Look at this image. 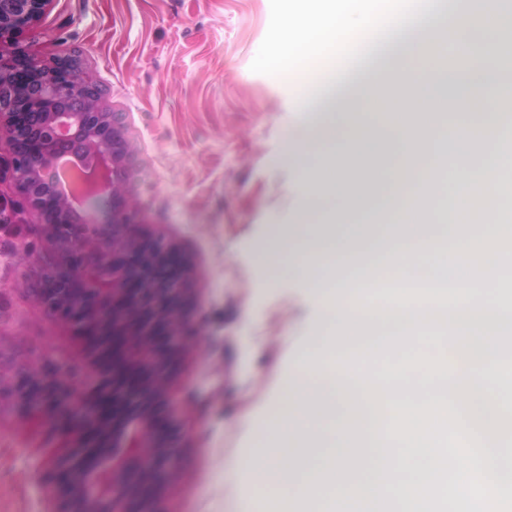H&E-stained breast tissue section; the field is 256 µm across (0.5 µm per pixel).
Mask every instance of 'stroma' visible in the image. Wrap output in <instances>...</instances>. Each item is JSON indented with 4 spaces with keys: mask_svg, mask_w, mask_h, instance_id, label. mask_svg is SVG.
I'll return each instance as SVG.
<instances>
[{
    "mask_svg": "<svg viewBox=\"0 0 512 512\" xmlns=\"http://www.w3.org/2000/svg\"><path fill=\"white\" fill-rule=\"evenodd\" d=\"M269 21L270 0H52L22 41L45 62L76 56L123 113L140 230L189 263L200 336L171 384L183 440L154 490L161 512H246L242 461L281 374L317 333L304 256L286 275L266 270L272 228L301 211L295 136L318 120L287 78L250 69ZM0 192V373L81 367V342L27 294L49 253L38 217L10 183ZM65 444L0 406V512H47L41 468Z\"/></svg>",
    "mask_w": 512,
    "mask_h": 512,
    "instance_id": "stroma-1",
    "label": "stroma"
}]
</instances>
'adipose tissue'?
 <instances>
[{
	"instance_id": "adipose-tissue-1",
	"label": "adipose tissue",
	"mask_w": 512,
	"mask_h": 512,
	"mask_svg": "<svg viewBox=\"0 0 512 512\" xmlns=\"http://www.w3.org/2000/svg\"><path fill=\"white\" fill-rule=\"evenodd\" d=\"M512 16V0H441L427 18L426 38L397 43L390 58L363 75L353 93L318 107L320 119L304 132L292 156L304 222L334 206L342 224L358 234L296 237L276 226L267 258L276 275L291 271L290 255L308 256L306 276L320 314L315 345L296 354L282 377L286 401L272 410L270 433H258L256 456L244 466L253 482L255 512H403L407 467L379 462L368 482L369 448L377 437L372 387L387 398L413 394L408 422L390 444L408 458L429 433L439 385L488 363L503 329L488 319L506 307L501 286L512 281V58L490 50L485 38L500 36L499 21ZM435 90L447 110L428 121L415 113L370 110L382 87ZM366 132L384 154L381 172L367 169L356 150ZM336 162V180L310 191L311 171ZM460 189L454 211L467 209L466 191L485 195L482 218L473 224L430 221L429 202L448 181ZM460 257L469 276L446 296L438 283L452 276L448 260ZM403 275L433 286L432 300L396 302L359 314L361 282L371 273ZM451 331L454 348L429 342L426 326ZM391 351L392 368L376 382L348 384L340 370L354 354ZM431 357L430 368L414 362ZM288 458L289 468L278 461Z\"/></svg>"
}]
</instances>
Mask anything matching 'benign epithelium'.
I'll return each instance as SVG.
<instances>
[{
  "label": "benign epithelium",
  "instance_id": "1",
  "mask_svg": "<svg viewBox=\"0 0 512 512\" xmlns=\"http://www.w3.org/2000/svg\"><path fill=\"white\" fill-rule=\"evenodd\" d=\"M51 0H0V131L7 134L15 192L49 243L32 297L86 342L80 379L58 367L20 370L0 384V402L62 427L67 448L45 462L50 512H154L150 491L173 466L168 379L197 340L184 312L187 263L178 248L136 232L129 189L134 162L122 114L103 104L78 59L44 63L20 43ZM98 158L76 209L56 189L58 157Z\"/></svg>",
  "mask_w": 512,
  "mask_h": 512
}]
</instances>
